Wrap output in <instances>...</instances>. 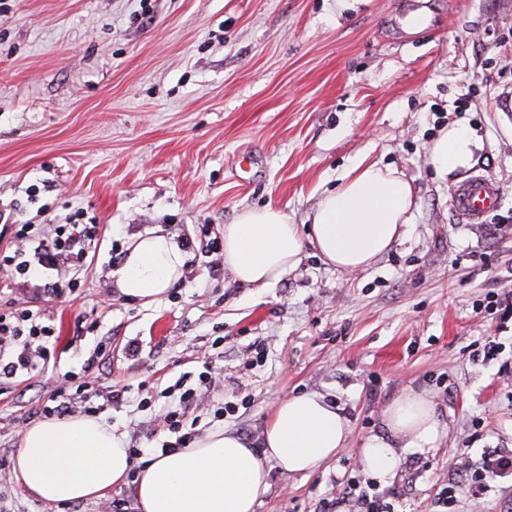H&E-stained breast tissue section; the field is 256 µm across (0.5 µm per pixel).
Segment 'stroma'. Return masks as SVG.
<instances>
[{"mask_svg": "<svg viewBox=\"0 0 512 512\" xmlns=\"http://www.w3.org/2000/svg\"><path fill=\"white\" fill-rule=\"evenodd\" d=\"M401 2L0 0V210L46 234L78 212L103 234L76 291L40 302L57 336L48 368L0 390V512H98L95 501L44 504L10 478L24 429L90 358L104 391L212 364L221 376L186 419L200 437L224 426L258 447L282 399L315 392L338 406L346 448L305 475L270 467L256 512H348L351 478L396 512H512L510 476L438 502L455 462L512 457V322L486 309L491 293L512 292V0H420L425 20L408 39ZM452 123L480 144L442 178L427 148ZM362 158L413 190L404 238L366 270H336L309 247L253 288L194 249L161 302L116 288L131 237L196 239L204 224L220 238L242 208L269 203L304 224ZM473 171L502 192L486 232L450 206ZM490 336L502 351L489 361ZM259 347L264 363L249 365ZM411 388L434 395L443 436L403 454L382 485L360 450ZM237 391L249 404L215 418ZM136 397L100 419L144 448L129 425L150 430L156 411Z\"/></svg>", "mask_w": 512, "mask_h": 512, "instance_id": "stroma-1", "label": "stroma"}]
</instances>
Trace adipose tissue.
<instances>
[{
	"label": "adipose tissue",
	"mask_w": 512,
	"mask_h": 512,
	"mask_svg": "<svg viewBox=\"0 0 512 512\" xmlns=\"http://www.w3.org/2000/svg\"><path fill=\"white\" fill-rule=\"evenodd\" d=\"M478 143L459 126L441 129L428 149L435 173L464 167ZM412 189L397 169L357 161L325 191L307 230L289 222L277 206L242 210L224 227V264L242 283L266 287L300 260L305 246L336 269L370 266L404 234ZM185 256L163 232L134 236L112 273L128 298L158 302L177 281ZM388 438L372 437L361 463L377 482L396 475L403 451L436 447L442 429L436 404L426 392L409 391L384 412ZM348 427L338 408L318 393L281 400L271 414L261 448L236 431L210 430L192 446L154 455L134 466L121 436L96 418L49 419L26 428L13 469L29 496L53 505L103 498L136 472L139 512H255L270 487L268 463L289 474H307L347 446Z\"/></svg>",
	"instance_id": "1"
}]
</instances>
